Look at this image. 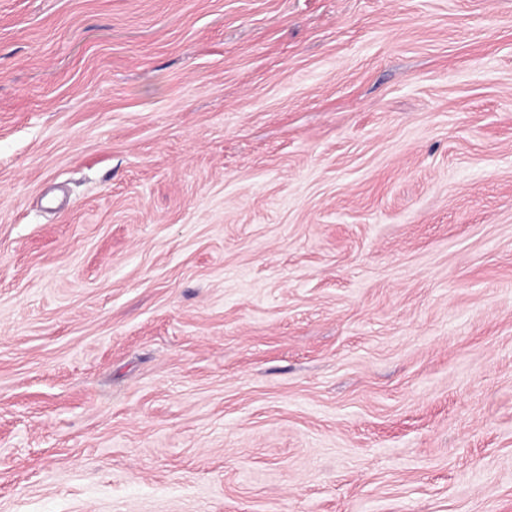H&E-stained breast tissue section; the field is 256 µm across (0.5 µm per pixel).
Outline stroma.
<instances>
[{"label":"stroma","mask_w":512,"mask_h":512,"mask_svg":"<svg viewBox=\"0 0 512 512\" xmlns=\"http://www.w3.org/2000/svg\"><path fill=\"white\" fill-rule=\"evenodd\" d=\"M0 512H512V0H0Z\"/></svg>","instance_id":"obj_1"}]
</instances>
